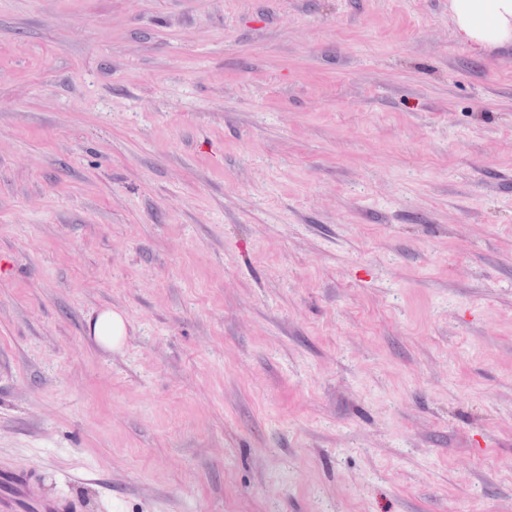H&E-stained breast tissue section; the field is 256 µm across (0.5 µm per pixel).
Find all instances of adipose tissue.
Segmentation results:
<instances>
[{
	"mask_svg": "<svg viewBox=\"0 0 512 512\" xmlns=\"http://www.w3.org/2000/svg\"><path fill=\"white\" fill-rule=\"evenodd\" d=\"M458 37L483 49L512 43V0H450Z\"/></svg>",
	"mask_w": 512,
	"mask_h": 512,
	"instance_id": "obj_1",
	"label": "adipose tissue"
}]
</instances>
